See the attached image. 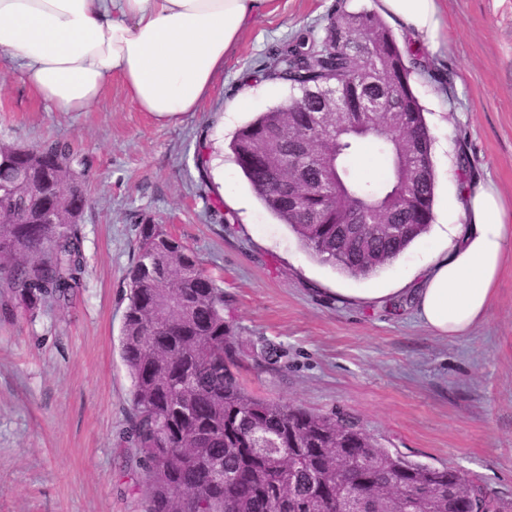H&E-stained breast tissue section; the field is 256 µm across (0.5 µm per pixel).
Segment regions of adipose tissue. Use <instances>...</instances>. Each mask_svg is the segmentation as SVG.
Returning <instances> with one entry per match:
<instances>
[{
    "label": "adipose tissue",
    "mask_w": 512,
    "mask_h": 512,
    "mask_svg": "<svg viewBox=\"0 0 512 512\" xmlns=\"http://www.w3.org/2000/svg\"><path fill=\"white\" fill-rule=\"evenodd\" d=\"M260 0H0V60L52 112H84L120 79L128 99L161 119L197 111L224 55ZM415 46L437 50L440 0H380ZM459 224L442 232L447 252L416 290L423 323L459 336L486 316L502 261L512 253V216L490 185L463 190Z\"/></svg>",
    "instance_id": "ef3b65f1"
}]
</instances>
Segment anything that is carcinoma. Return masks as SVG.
Masks as SVG:
<instances>
[{"mask_svg": "<svg viewBox=\"0 0 512 512\" xmlns=\"http://www.w3.org/2000/svg\"><path fill=\"white\" fill-rule=\"evenodd\" d=\"M299 95L260 113L233 136L234 160L265 208L320 262L355 277L389 265L433 222L436 175L424 109L411 76L417 62L371 11H343L323 35H294L267 66ZM336 88L347 107L379 98L384 107L351 114L353 129H318L301 153L320 97ZM407 129L391 134L386 113ZM286 131L279 176L259 146ZM387 161L378 187L355 177L350 158L364 144ZM325 186L308 191L314 176ZM289 184L293 193L284 195ZM89 198L72 147L45 140L21 148L0 140V287L5 310L62 306L84 272L79 221ZM371 223L350 235L348 212ZM120 334L132 379L130 434L147 470L145 512H336L351 494L360 512H420L424 493L444 512H508L484 486L383 447L355 422L262 399L241 379L243 362L224 319V289L190 246L164 224L138 226ZM344 458L346 481L331 474Z\"/></svg>", "mask_w": 512, "mask_h": 512, "instance_id": "1", "label": "carcinoma"}]
</instances>
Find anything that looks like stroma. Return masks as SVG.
<instances>
[{"mask_svg": "<svg viewBox=\"0 0 512 512\" xmlns=\"http://www.w3.org/2000/svg\"><path fill=\"white\" fill-rule=\"evenodd\" d=\"M376 0H273L224 58L198 111L161 120L113 81L85 112H51L0 63V140L68 142L87 170L85 273L64 306L0 314V512H144L146 469L128 436L120 354L126 274L140 224H165L224 288L246 387L358 421L408 460L478 478L512 504V255L485 319L447 337L413 302L446 243L460 180L494 183L512 210V0H442L448 35L412 86L437 173L436 224L363 278L311 257L257 199L229 150L234 133L289 96L261 79L303 29ZM469 164L458 169L457 155Z\"/></svg>", "mask_w": 512, "mask_h": 512, "instance_id": "1", "label": "stroma"}]
</instances>
